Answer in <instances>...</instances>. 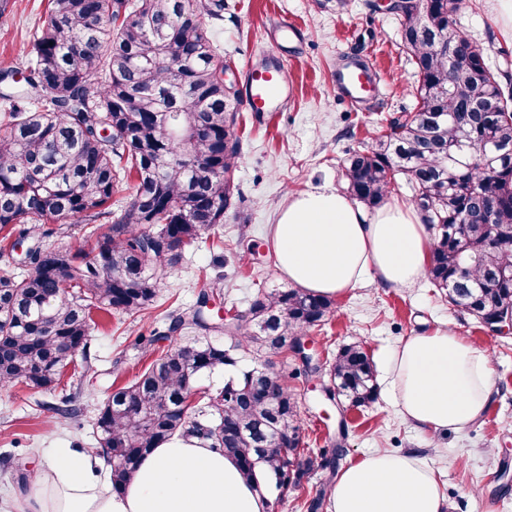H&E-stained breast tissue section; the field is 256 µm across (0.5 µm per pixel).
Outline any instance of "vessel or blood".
Instances as JSON below:
<instances>
[{
	"instance_id": "1",
	"label": "vessel or blood",
	"mask_w": 512,
	"mask_h": 512,
	"mask_svg": "<svg viewBox=\"0 0 512 512\" xmlns=\"http://www.w3.org/2000/svg\"><path fill=\"white\" fill-rule=\"evenodd\" d=\"M375 84L376 70L367 64L350 66L336 75L338 93L350 101L363 100ZM244 92L255 114L279 111L293 92L287 62L275 56L268 65H248Z\"/></svg>"
}]
</instances>
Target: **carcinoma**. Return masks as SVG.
Wrapping results in <instances>:
<instances>
[{
	"instance_id": "obj_1",
	"label": "carcinoma",
	"mask_w": 512,
	"mask_h": 512,
	"mask_svg": "<svg viewBox=\"0 0 512 512\" xmlns=\"http://www.w3.org/2000/svg\"><path fill=\"white\" fill-rule=\"evenodd\" d=\"M468 0H394L415 104L387 120L342 167L349 197L383 205L401 179L433 238L427 280L477 321L512 308V91L465 42L453 59L433 48L457 31ZM224 0H48L23 70L1 69L0 256L14 235L38 238L28 271L0 266V388L56 390L81 352L82 371L55 411L77 412L96 369L93 311L137 316L158 293L157 272L200 246L234 206L241 160L238 101L225 96L224 58L208 22ZM130 190L109 231L114 196ZM52 224H84L86 252L49 243ZM203 291L174 310L169 346L131 383L108 395L96 418L99 448L119 490L139 459L175 435L236 458L243 477L284 493L316 468L305 448L297 397L268 354L293 352L334 312L331 298L297 288L259 289L247 311L224 321ZM235 337L226 346L220 335ZM257 362L215 391L200 387L233 366L241 350ZM330 382L354 409L376 398L371 356L361 343L338 350ZM198 403L187 407L189 395Z\"/></svg>"
}]
</instances>
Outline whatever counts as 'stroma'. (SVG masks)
<instances>
[{
	"label": "stroma",
	"mask_w": 512,
	"mask_h": 512,
	"mask_svg": "<svg viewBox=\"0 0 512 512\" xmlns=\"http://www.w3.org/2000/svg\"><path fill=\"white\" fill-rule=\"evenodd\" d=\"M46 6L47 0H0V69L24 66ZM280 21L300 25L301 42H280ZM457 24L484 47L488 66L512 82V34L504 28L500 0H470ZM209 28L236 92L244 90L248 62L276 53L288 62L294 95L261 123L252 120L248 103H241L242 157L234 173L241 202L211 232L212 239L223 240V250L185 253L176 268L160 272L155 305L135 317L99 321L91 342L98 378L83 387V415L64 422L36 409L28 390L0 389V456L11 457L9 466H0V498L18 492L23 476L48 451L96 447L99 406L112 387L130 383L149 364L143 349L168 312L193 307L200 291L216 281L224 288L225 309L238 311L246 310L258 288L285 287L269 241L280 207L290 194L324 183L345 188L342 163L348 154L386 118L413 108L415 78L399 47L398 22L371 12L368 0H349L343 10L321 0H224L223 21ZM353 58L378 67L376 94L358 104L339 97L334 83L337 68ZM427 329L464 336L488 356L493 390L482 418L460 432L428 434L402 418L383 382L375 403L343 415L320 404L321 388L329 383L326 373L309 379L292 374L288 383L302 396L308 446L330 464L316 468L306 491L281 495L268 489L273 512H307V492L332 493L339 472L376 449L413 452L430 466L445 499L443 512H512V335H486L428 281L390 288L368 279L337 297L316 341L328 360L339 347L365 343L378 367L403 338Z\"/></svg>",
	"instance_id": "35a3bbf8"
}]
</instances>
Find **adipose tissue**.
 <instances>
[{
    "label": "adipose tissue",
    "mask_w": 512,
    "mask_h": 512,
    "mask_svg": "<svg viewBox=\"0 0 512 512\" xmlns=\"http://www.w3.org/2000/svg\"><path fill=\"white\" fill-rule=\"evenodd\" d=\"M271 243L281 276L331 298L368 278L415 287L432 245L412 207L393 202L370 213L330 185L290 195ZM387 366L403 418L420 429L464 430L488 406L487 356L448 331L408 336ZM107 469L88 451L47 459L23 492L0 499V512H269L268 496L243 479L234 459L194 438L152 449L121 491L107 483ZM331 501L333 512H442L444 497L417 455L377 449L340 472Z\"/></svg>",
    "instance_id": "adipose-tissue-1"
}]
</instances>
